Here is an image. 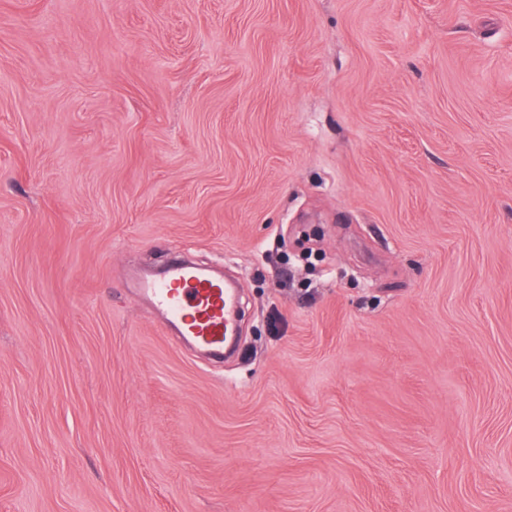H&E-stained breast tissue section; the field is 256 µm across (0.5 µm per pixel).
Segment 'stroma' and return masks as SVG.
Wrapping results in <instances>:
<instances>
[{
  "label": "stroma",
  "instance_id": "stroma-1",
  "mask_svg": "<svg viewBox=\"0 0 512 512\" xmlns=\"http://www.w3.org/2000/svg\"><path fill=\"white\" fill-rule=\"evenodd\" d=\"M0 512H512V0H0ZM139 293L159 314L175 322L178 335L192 347L224 352L235 319V286L183 263L170 266L163 277L139 282Z\"/></svg>",
  "mask_w": 512,
  "mask_h": 512
}]
</instances>
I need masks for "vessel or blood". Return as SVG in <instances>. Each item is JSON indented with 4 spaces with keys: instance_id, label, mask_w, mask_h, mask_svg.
<instances>
[{
    "instance_id": "b4317fda",
    "label": "vessel or blood",
    "mask_w": 512,
    "mask_h": 512,
    "mask_svg": "<svg viewBox=\"0 0 512 512\" xmlns=\"http://www.w3.org/2000/svg\"><path fill=\"white\" fill-rule=\"evenodd\" d=\"M138 288L161 316L174 322L179 336L192 347L223 353L235 319L233 284L179 263L161 278L140 281Z\"/></svg>"
}]
</instances>
